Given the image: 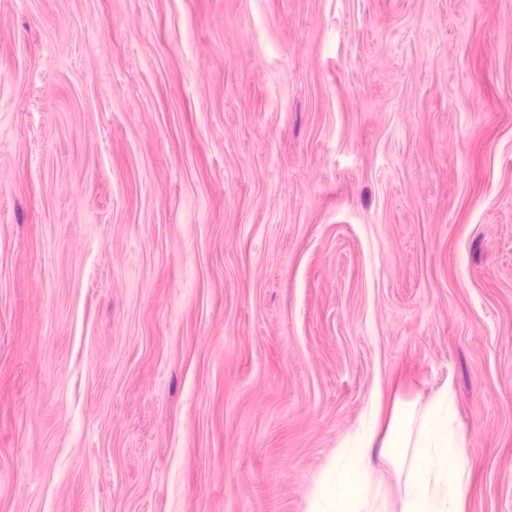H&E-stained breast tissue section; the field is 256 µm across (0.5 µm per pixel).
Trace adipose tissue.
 I'll return each mask as SVG.
<instances>
[{"instance_id": "adipose-tissue-1", "label": "adipose tissue", "mask_w": 512, "mask_h": 512, "mask_svg": "<svg viewBox=\"0 0 512 512\" xmlns=\"http://www.w3.org/2000/svg\"><path fill=\"white\" fill-rule=\"evenodd\" d=\"M448 389L397 400L384 430L347 436L332 464L313 480L305 512H386L378 463L398 470L400 512H459L466 450Z\"/></svg>"}]
</instances>
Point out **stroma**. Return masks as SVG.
<instances>
[{
	"label": "stroma",
	"mask_w": 512,
	"mask_h": 512,
	"mask_svg": "<svg viewBox=\"0 0 512 512\" xmlns=\"http://www.w3.org/2000/svg\"><path fill=\"white\" fill-rule=\"evenodd\" d=\"M444 386L512 512V0H0V512H305Z\"/></svg>",
	"instance_id": "35a3bbf8"
}]
</instances>
